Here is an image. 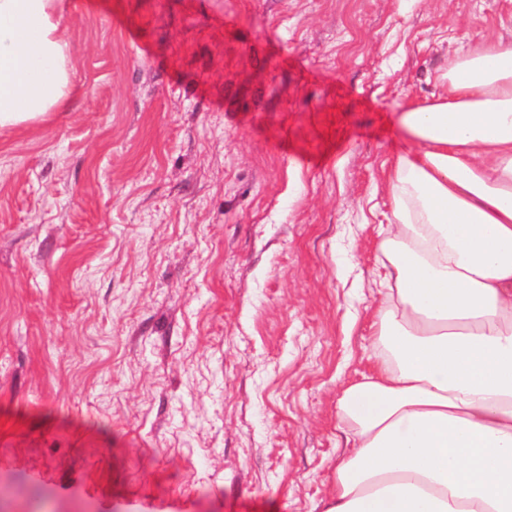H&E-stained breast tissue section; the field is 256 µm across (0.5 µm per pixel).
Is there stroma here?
<instances>
[{"label": "stroma", "instance_id": "35a3bbf8", "mask_svg": "<svg viewBox=\"0 0 512 512\" xmlns=\"http://www.w3.org/2000/svg\"><path fill=\"white\" fill-rule=\"evenodd\" d=\"M512 0H71L0 130V512H323L398 106Z\"/></svg>", "mask_w": 512, "mask_h": 512}]
</instances>
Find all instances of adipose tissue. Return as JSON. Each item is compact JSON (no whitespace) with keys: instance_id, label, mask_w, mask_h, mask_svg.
I'll return each instance as SVG.
<instances>
[{"instance_id":"adipose-tissue-1","label":"adipose tissue","mask_w":512,"mask_h":512,"mask_svg":"<svg viewBox=\"0 0 512 512\" xmlns=\"http://www.w3.org/2000/svg\"><path fill=\"white\" fill-rule=\"evenodd\" d=\"M62 0H0V129L73 85ZM404 107L382 165L369 372L343 387L324 512H512V17Z\"/></svg>"}]
</instances>
